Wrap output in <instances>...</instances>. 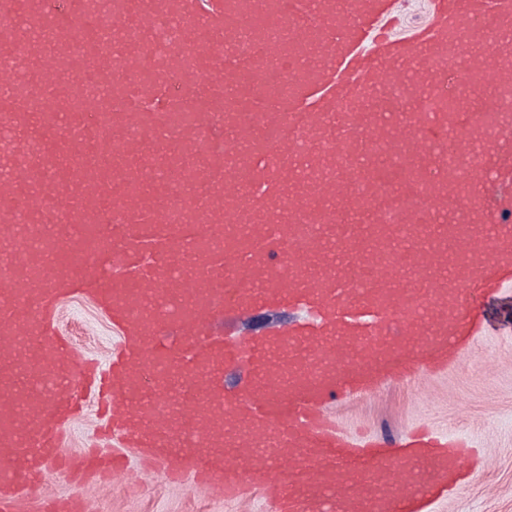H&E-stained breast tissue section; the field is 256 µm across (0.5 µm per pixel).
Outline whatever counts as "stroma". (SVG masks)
<instances>
[{
    "label": "stroma",
    "instance_id": "obj_1",
    "mask_svg": "<svg viewBox=\"0 0 512 512\" xmlns=\"http://www.w3.org/2000/svg\"><path fill=\"white\" fill-rule=\"evenodd\" d=\"M484 314L488 329L462 364L327 406L354 438H392L423 425L472 439L476 475L436 512H512V297L489 299ZM58 326L80 355L95 359L105 358L117 339L109 315L85 295L60 298ZM83 493L92 512H271L259 499L230 502L156 476L140 483H91Z\"/></svg>",
    "mask_w": 512,
    "mask_h": 512
}]
</instances>
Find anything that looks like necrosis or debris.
<instances>
[{
  "instance_id": "4bbe7bcc",
  "label": "necrosis or debris",
  "mask_w": 512,
  "mask_h": 512,
  "mask_svg": "<svg viewBox=\"0 0 512 512\" xmlns=\"http://www.w3.org/2000/svg\"><path fill=\"white\" fill-rule=\"evenodd\" d=\"M106 33L95 50L98 67L83 64L84 41L48 44L52 53L77 58L71 85L80 95L104 92L132 111L181 112L224 109V59L231 48L223 28L204 29L181 0L156 11L146 0H77Z\"/></svg>"
}]
</instances>
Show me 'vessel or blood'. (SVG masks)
Instances as JSON below:
<instances>
[{"instance_id":"vessel-or-blood-1","label":"vessel or blood","mask_w":512,"mask_h":512,"mask_svg":"<svg viewBox=\"0 0 512 512\" xmlns=\"http://www.w3.org/2000/svg\"><path fill=\"white\" fill-rule=\"evenodd\" d=\"M193 2L257 56L230 58L225 112L188 125L98 95L84 122L58 111L70 59L33 61L14 41L100 36L63 0L0 38V132L17 145L0 156V512L35 492L39 512H87L83 487L128 473L131 453L140 472L257 493L273 512H435L467 476L470 439L356 441L325 405L459 365L485 300L512 282V0H432L406 36L392 32L399 0ZM25 70L39 104L1 96ZM482 71L476 117L461 105ZM216 136L223 148L181 157ZM117 142L147 182L184 185L205 223H169L97 176ZM95 199L108 213L90 223ZM63 294L109 313L107 359L61 336ZM262 305L309 319L214 336L216 316ZM228 369L248 373L243 393L225 391ZM91 400L102 426L63 453L62 425ZM52 473L71 494L43 493Z\"/></svg>"}]
</instances>
